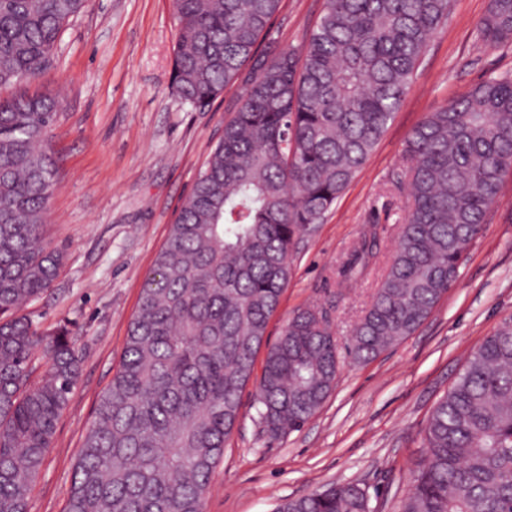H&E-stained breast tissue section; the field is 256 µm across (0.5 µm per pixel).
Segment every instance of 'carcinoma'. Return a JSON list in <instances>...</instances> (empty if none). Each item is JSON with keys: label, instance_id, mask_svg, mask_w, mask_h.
Returning <instances> with one entry per match:
<instances>
[{"label": "carcinoma", "instance_id": "carcinoma-1", "mask_svg": "<svg viewBox=\"0 0 512 512\" xmlns=\"http://www.w3.org/2000/svg\"><path fill=\"white\" fill-rule=\"evenodd\" d=\"M451 0H325L298 47L265 43L281 0H174L172 85L204 112L244 79L242 103L200 170L142 288L118 368L73 466L66 512H204L211 477L256 390L269 439L299 430L336 385L329 312L267 327L297 237L336 203L386 131ZM87 0H0V89L36 81ZM483 41L512 43V0H490ZM46 94L0 97V512H28L80 375L70 330L22 307L63 262L44 238L57 185ZM404 156L407 214L347 354L368 361L413 334L456 283L512 171V76L489 77L427 116ZM365 230L338 269L375 256ZM398 512H512V316L468 357L432 408ZM276 512H370L337 484Z\"/></svg>", "mask_w": 512, "mask_h": 512}]
</instances>
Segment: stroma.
Returning a JSON list of instances; mask_svg holds the SVG:
<instances>
[{
  "label": "stroma",
  "mask_w": 512,
  "mask_h": 512,
  "mask_svg": "<svg viewBox=\"0 0 512 512\" xmlns=\"http://www.w3.org/2000/svg\"><path fill=\"white\" fill-rule=\"evenodd\" d=\"M490 0H452L411 87L376 149L336 204L303 235L271 317L268 341L313 302L332 303L338 344L379 288L406 210L405 142L428 112L489 76L512 75V46L484 42ZM324 0H282L268 36L299 45ZM176 31L171 0H89L65 27L41 83L63 104L47 143L58 185L44 236L64 260L50 290L26 307L42 327L69 325L81 374L62 414L29 512H65L75 460L124 349L147 275L224 123L242 99L225 88L196 111L171 86ZM378 225L376 256L358 278L335 271L362 228ZM512 315V174L506 175L459 277L431 316L395 346L357 363L343 359L336 385L300 430L269 440L254 386L212 475L205 512H274L286 498L334 483L365 489L371 512H397L421 457L433 405L468 355Z\"/></svg>",
  "instance_id": "obj_1"
}]
</instances>
